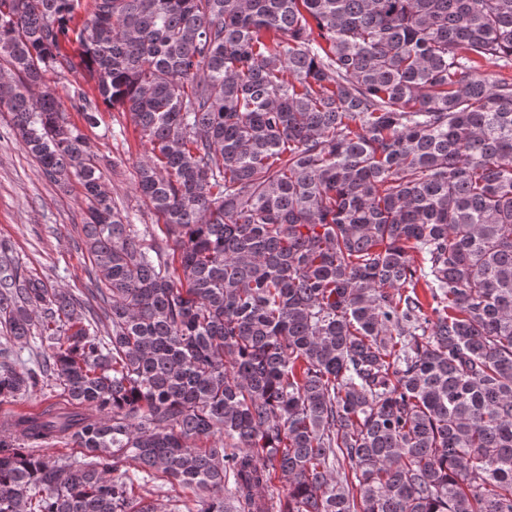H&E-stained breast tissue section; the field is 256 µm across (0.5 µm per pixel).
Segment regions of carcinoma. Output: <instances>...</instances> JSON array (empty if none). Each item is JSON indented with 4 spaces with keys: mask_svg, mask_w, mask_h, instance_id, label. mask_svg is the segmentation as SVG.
Wrapping results in <instances>:
<instances>
[{
    "mask_svg": "<svg viewBox=\"0 0 512 512\" xmlns=\"http://www.w3.org/2000/svg\"><path fill=\"white\" fill-rule=\"evenodd\" d=\"M483 61L512 65V0H0V112L80 186L90 284L0 251V403L65 396L0 425V512H160L154 475L195 494L169 512H512V81ZM68 103L149 143L161 244Z\"/></svg>",
    "mask_w": 512,
    "mask_h": 512,
    "instance_id": "cac0c4a2",
    "label": "carcinoma"
}]
</instances>
